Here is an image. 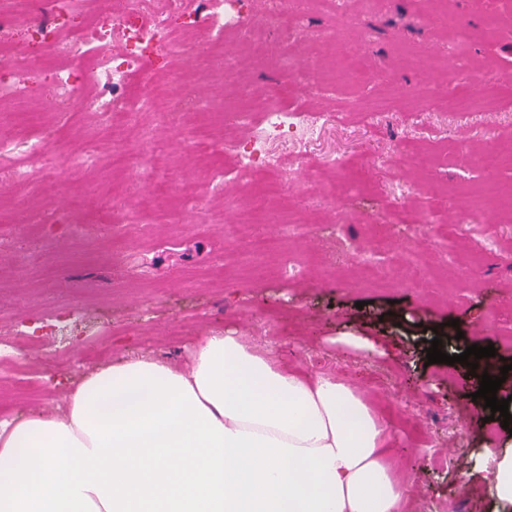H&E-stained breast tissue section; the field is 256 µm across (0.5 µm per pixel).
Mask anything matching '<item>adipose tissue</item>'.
<instances>
[{
    "label": "adipose tissue",
    "mask_w": 512,
    "mask_h": 512,
    "mask_svg": "<svg viewBox=\"0 0 512 512\" xmlns=\"http://www.w3.org/2000/svg\"><path fill=\"white\" fill-rule=\"evenodd\" d=\"M66 406L0 422V512H414L388 419L331 374L241 337L199 336L186 368L98 367ZM484 488L512 503V448Z\"/></svg>",
    "instance_id": "adipose-tissue-1"
}]
</instances>
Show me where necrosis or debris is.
<instances>
[{
	"instance_id": "1",
	"label": "necrosis or debris",
	"mask_w": 512,
	"mask_h": 512,
	"mask_svg": "<svg viewBox=\"0 0 512 512\" xmlns=\"http://www.w3.org/2000/svg\"><path fill=\"white\" fill-rule=\"evenodd\" d=\"M245 7V0H122L117 8L112 0H98L94 25L71 30L66 41L71 56L81 59V68L47 70L46 57L41 53L6 56L0 59V102L32 95L36 77L44 73L65 94L82 83L93 85L98 97L91 108L100 128L112 137L114 166L133 177L149 172L152 179L167 186L169 193H176L168 144L145 129L139 135L137 147L128 148L113 117L120 113L131 121L140 113L151 112L157 124H168L172 109L165 101L181 87V77H171L163 87L151 84L149 89L139 92L132 82L150 52L204 58L213 70L223 67L224 34L234 29L243 32L255 56L276 66L286 64L285 56L273 54L271 43L276 39L286 43L299 38L288 7H281L274 27L251 21ZM76 12V0H0V46L9 44L22 29L38 30L43 44L56 45L59 28L66 26ZM240 118L258 125L251 139L233 147L238 170L244 174L268 163L270 143L280 139L298 142L311 137L322 122L321 113L286 106L281 96L266 103L260 113L245 111ZM18 121L28 126L29 136L20 141L12 133L0 130V158L11 160L12 174L17 178L23 177L32 163L54 171L56 155L41 133L37 113H20Z\"/></svg>"
}]
</instances>
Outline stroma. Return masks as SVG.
I'll use <instances>...</instances> for the list:
<instances>
[{
    "label": "stroma",
    "mask_w": 512,
    "mask_h": 512,
    "mask_svg": "<svg viewBox=\"0 0 512 512\" xmlns=\"http://www.w3.org/2000/svg\"><path fill=\"white\" fill-rule=\"evenodd\" d=\"M293 14L301 30L288 48L293 56L319 47L339 15L354 16L343 42L361 57L364 79L343 70L323 84L305 69L251 60L242 71L225 69L223 80L197 82L200 95L231 112H187L174 130L139 115L130 138L151 128L168 143L179 190L143 209L137 223L97 212L91 201L127 192L151 198V179L113 173L104 154L91 168L64 160L102 137L81 109L85 90L74 96L76 112L40 91L0 106L5 129L17 112L42 113L60 158L51 175L31 165L24 184L0 163V346L22 365L0 379V420L58 410L63 393L53 381L78 380L102 360L145 353L182 366L203 332L229 331L280 364L349 382L394 422L414 419L418 434L396 423L393 433L411 491L430 512H458L463 498L468 512H512L480 492L476 465L484 449L511 444L512 433L483 401L471 400L477 387L469 367L427 364L425 351L436 338L456 354L492 345L512 364V212L488 208L477 225L456 217L458 191L512 187V165L482 162L512 146V96L465 114L445 105L469 88L466 71L448 76L449 52L512 73V0H455L445 26L424 15L421 0H377L366 15L357 0H340L334 15L294 0ZM284 84L328 119L317 140H281L268 152H299L308 165L238 173L228 146L249 130L236 109L269 100ZM336 155L345 158L349 181L332 204L314 162ZM207 164L223 169L222 184L203 182ZM272 178L285 191L261 204L280 221L252 228L253 238L272 240V250L226 239L225 224L252 221L248 190ZM198 198L212 199L206 213L190 211ZM427 218L433 228L424 227ZM483 238L495 241L498 255L478 252ZM360 254L386 267H426L432 276L419 288L375 284L357 268ZM62 322L71 327L64 360L50 335ZM354 336L360 344H351ZM99 349L105 359L96 358Z\"/></svg>",
    "instance_id": "stroma-1"
}]
</instances>
